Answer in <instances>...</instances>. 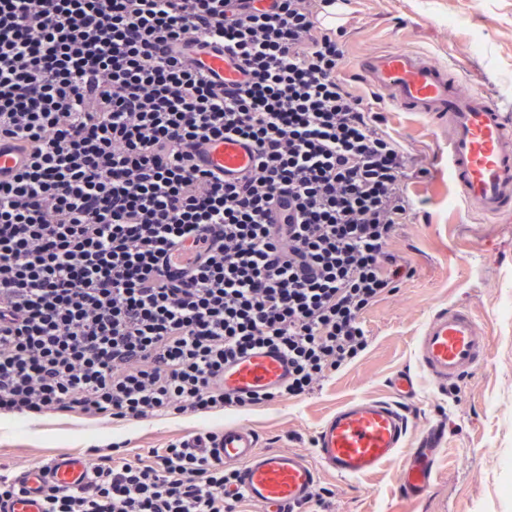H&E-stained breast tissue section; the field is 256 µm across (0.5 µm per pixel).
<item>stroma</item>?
<instances>
[{"instance_id":"obj_1","label":"stroma","mask_w":512,"mask_h":512,"mask_svg":"<svg viewBox=\"0 0 512 512\" xmlns=\"http://www.w3.org/2000/svg\"><path fill=\"white\" fill-rule=\"evenodd\" d=\"M352 10L340 71L349 84H361L356 58L408 48L449 68L461 92L484 93L512 113V0H353ZM374 109L383 113L387 131L429 163V175L406 184L411 210L393 244L416 274L397 297L364 314L371 342L359 359L311 395L229 418L252 428L261 450L309 455L317 430L336 408L392 399V377L407 371L416 394L399 403L408 422L404 454L357 479L321 472L318 484L333 490L335 512H512V219L466 211L448 180L447 127L395 111L384 99ZM459 304L487 336V355L462 380L442 387L421 368L417 339L435 313ZM229 418L187 414L106 425L54 417L35 425L0 416V466L16 476L109 442L134 456ZM431 429L441 440L433 478L421 497L410 499L401 489L405 453Z\"/></svg>"}]
</instances>
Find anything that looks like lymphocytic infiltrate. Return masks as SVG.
Masks as SVG:
<instances>
[{
    "mask_svg": "<svg viewBox=\"0 0 512 512\" xmlns=\"http://www.w3.org/2000/svg\"><path fill=\"white\" fill-rule=\"evenodd\" d=\"M331 0H0V414L130 424L312 394L369 346L363 314L413 268L390 244L424 157L341 79ZM232 52L224 92L187 57ZM233 135L258 162H195ZM288 378L230 395L257 350ZM180 438L87 476L42 512H237L239 471Z\"/></svg>",
    "mask_w": 512,
    "mask_h": 512,
    "instance_id": "lymphocytic-infiltrate-1",
    "label": "lymphocytic infiltrate"
}]
</instances>
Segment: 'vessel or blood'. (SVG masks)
I'll return each instance as SVG.
<instances>
[{
	"mask_svg": "<svg viewBox=\"0 0 512 512\" xmlns=\"http://www.w3.org/2000/svg\"><path fill=\"white\" fill-rule=\"evenodd\" d=\"M350 22L349 0H336L320 13L316 24L336 29ZM208 76L233 87L239 73L215 50L203 58ZM358 68L369 87L380 91L399 110L417 112L448 124V177L461 198L476 211L495 217L512 215V114L493 98L459 93L447 68L437 67L406 49L380 51L363 57ZM201 164L222 171L225 179L242 176L254 163L252 146L229 138L205 146ZM422 369L438 384L461 380L484 360L487 340L468 308L437 312L418 339ZM287 364L277 352L264 350L224 374L228 390H260L283 380ZM407 423L400 408L381 399L347 404L329 417L314 440L313 456L286 451H260L255 432L238 423L221 428L214 450L225 465L238 468L247 499L263 512H291L314 488L319 471L360 477L375 471L403 447ZM433 436L425 434L412 449L403 472L406 497H420L433 474ZM83 473L81 458L56 457L49 465L33 466L19 477L22 494L6 512H39L41 488L48 476L73 483Z\"/></svg>",
	"mask_w": 512,
	"mask_h": 512,
	"instance_id": "1",
	"label": "vessel or blood"
}]
</instances>
